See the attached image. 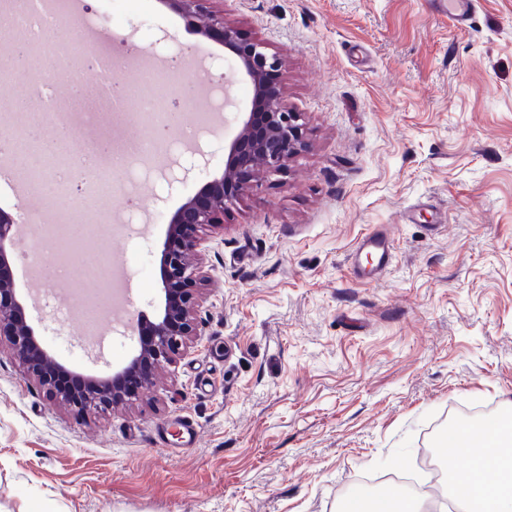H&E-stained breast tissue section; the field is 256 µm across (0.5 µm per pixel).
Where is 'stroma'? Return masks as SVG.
Masks as SVG:
<instances>
[{
  "label": "stroma",
  "mask_w": 512,
  "mask_h": 512,
  "mask_svg": "<svg viewBox=\"0 0 512 512\" xmlns=\"http://www.w3.org/2000/svg\"><path fill=\"white\" fill-rule=\"evenodd\" d=\"M226 23L280 57L281 98L308 148L209 227L202 333L156 369L135 406L77 417L0 351V512H337L373 480L429 483L464 469L444 448L454 410L512 414V0H475L453 26L431 0H218ZM117 34L188 52L222 83L199 98L219 114L154 172L135 221L122 192L82 212L87 247L72 271L119 248L136 312L153 316L157 250L171 213L225 166L250 111L233 54L155 0H111ZM29 70L0 46V141L23 133L12 109ZM381 230L391 267L362 280L356 242ZM43 347L101 377L138 348L128 319L27 311ZM198 430L170 453L155 428Z\"/></svg>",
  "instance_id": "1"
}]
</instances>
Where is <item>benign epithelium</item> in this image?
<instances>
[{"mask_svg":"<svg viewBox=\"0 0 512 512\" xmlns=\"http://www.w3.org/2000/svg\"><path fill=\"white\" fill-rule=\"evenodd\" d=\"M213 0H170L186 26L224 45L239 58L254 87L252 107L228 146L224 174L206 181L194 196L170 216L159 261L160 305L153 319L138 330L139 348L125 366L110 377H87L86 397L74 398L58 391L42 366L53 357L42 347L26 317V304L13 277L15 216L0 209V336L9 337L10 350L27 372L45 388L49 400L77 413L92 406L105 409L113 403H133L155 384L146 376L132 389H124L125 375L141 363L170 361L201 335L199 308L203 299V231L224 223V208L251 188L260 174L281 171L306 147L301 113L281 103V95L267 83L281 68L278 57L266 52L263 42L245 38L212 10Z\"/></svg>","mask_w":512,"mask_h":512,"instance_id":"7a95c632","label":"benign epithelium"}]
</instances>
